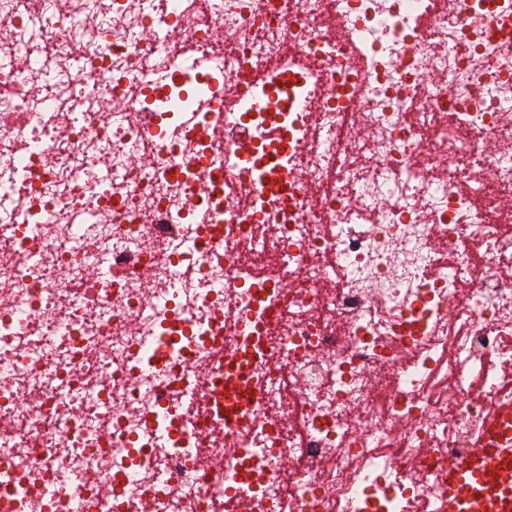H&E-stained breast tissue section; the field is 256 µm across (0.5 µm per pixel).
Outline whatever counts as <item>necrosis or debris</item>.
I'll return each mask as SVG.
<instances>
[{"label": "necrosis or debris", "instance_id": "4bbe7bcc", "mask_svg": "<svg viewBox=\"0 0 512 512\" xmlns=\"http://www.w3.org/2000/svg\"><path fill=\"white\" fill-rule=\"evenodd\" d=\"M509 101L512 0H0V512H439L512 408Z\"/></svg>", "mask_w": 512, "mask_h": 512}]
</instances>
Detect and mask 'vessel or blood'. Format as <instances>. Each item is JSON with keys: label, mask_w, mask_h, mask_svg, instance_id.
<instances>
[{"label": "vessel or blood", "mask_w": 512, "mask_h": 512, "mask_svg": "<svg viewBox=\"0 0 512 512\" xmlns=\"http://www.w3.org/2000/svg\"><path fill=\"white\" fill-rule=\"evenodd\" d=\"M448 471L441 512H512V414L492 411L484 438Z\"/></svg>", "instance_id": "obj_1"}]
</instances>
